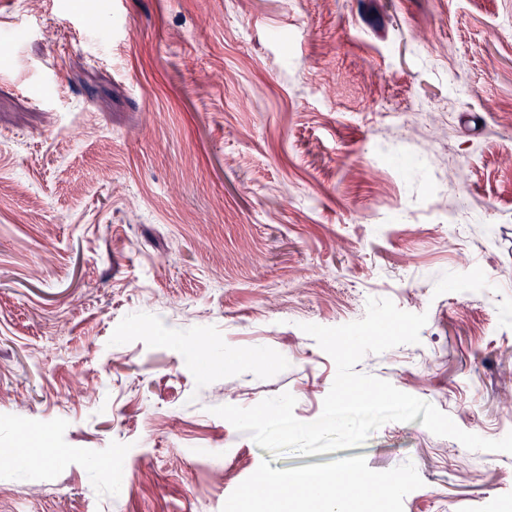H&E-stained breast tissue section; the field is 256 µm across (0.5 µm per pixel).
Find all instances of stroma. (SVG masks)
Segmentation results:
<instances>
[{
    "label": "stroma",
    "mask_w": 512,
    "mask_h": 512,
    "mask_svg": "<svg viewBox=\"0 0 512 512\" xmlns=\"http://www.w3.org/2000/svg\"><path fill=\"white\" fill-rule=\"evenodd\" d=\"M510 21L512 0H0V512H229L340 467L398 482L351 512L512 505V454L417 419L276 458L211 412L288 392L319 418L336 367L301 326L374 297L428 321L356 372L512 431Z\"/></svg>",
    "instance_id": "obj_1"
}]
</instances>
